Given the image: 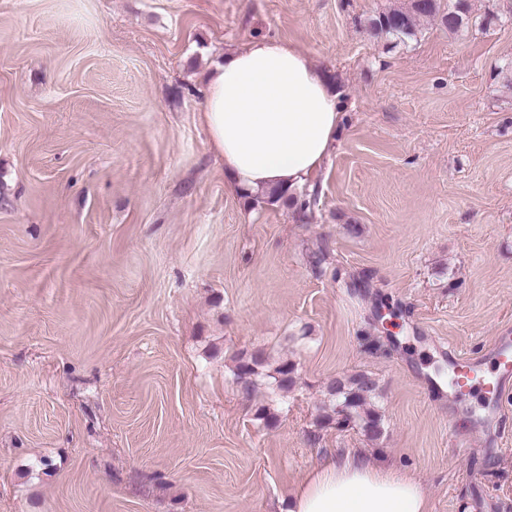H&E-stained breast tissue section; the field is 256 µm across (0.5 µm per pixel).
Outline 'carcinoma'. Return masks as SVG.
Listing matches in <instances>:
<instances>
[{
    "label": "carcinoma",
    "mask_w": 512,
    "mask_h": 512,
    "mask_svg": "<svg viewBox=\"0 0 512 512\" xmlns=\"http://www.w3.org/2000/svg\"><path fill=\"white\" fill-rule=\"evenodd\" d=\"M437 18L450 32H458L470 24L466 0H455L445 8L441 0H408V3L391 8L369 19V27L377 37L403 41L416 35L420 21ZM273 379L276 388L288 392L295 386V364L288 359L270 362L260 352L241 353L237 357L235 380L246 381L243 392L252 393L259 378ZM378 383L368 374L356 373L332 381L328 386L329 395L336 398L332 412L323 415L326 423L336 421L340 427L357 426L371 440L383 434L382 415L374 407L373 399Z\"/></svg>",
    "instance_id": "cac0c4a2"
}]
</instances>
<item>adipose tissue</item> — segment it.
<instances>
[{
	"label": "adipose tissue",
	"instance_id": "ef3b65f1",
	"mask_svg": "<svg viewBox=\"0 0 512 512\" xmlns=\"http://www.w3.org/2000/svg\"><path fill=\"white\" fill-rule=\"evenodd\" d=\"M205 81L200 122L234 187L290 193L317 177L341 108L302 49L280 39L255 41L216 63ZM288 504V512H431L412 472L351 451L307 474Z\"/></svg>",
	"mask_w": 512,
	"mask_h": 512
}]
</instances>
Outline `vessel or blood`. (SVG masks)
Here are the masks:
<instances>
[{
    "instance_id": "obj_1",
    "label": "vessel or blood",
    "mask_w": 512,
    "mask_h": 512,
    "mask_svg": "<svg viewBox=\"0 0 512 512\" xmlns=\"http://www.w3.org/2000/svg\"><path fill=\"white\" fill-rule=\"evenodd\" d=\"M512 379V338L501 337L487 362L475 363L449 355L448 392L456 401H465L472 392H480L487 418H494L506 381Z\"/></svg>"
}]
</instances>
